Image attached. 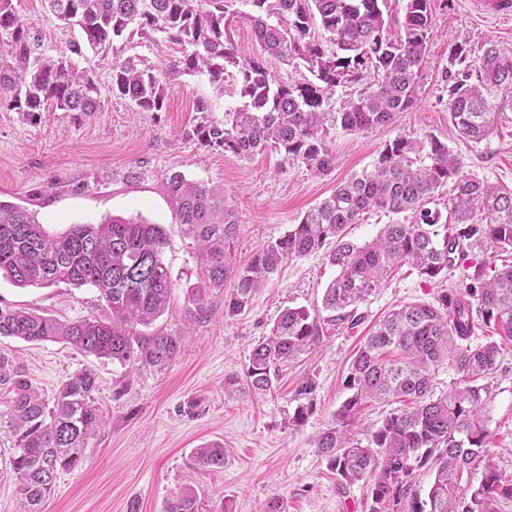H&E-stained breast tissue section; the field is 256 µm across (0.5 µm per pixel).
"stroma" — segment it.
<instances>
[{"mask_svg": "<svg viewBox=\"0 0 512 512\" xmlns=\"http://www.w3.org/2000/svg\"><path fill=\"white\" fill-rule=\"evenodd\" d=\"M14 4L42 32L52 54L68 51L70 42L81 40L80 30L57 21L44 0ZM432 8L433 36L416 104L384 126L359 133L333 131L335 165L329 174H314L271 152L241 158L183 139V129L200 119L196 100H208L211 119L219 121L243 104L233 92V80L218 86L207 74L191 73L171 83L162 112H133L129 103L105 89L97 112L57 111L34 124L1 99L0 199L36 212L51 234L112 215L164 225L173 310L157 325L174 330L181 325L185 292L197 282L200 262L165 192L168 172L223 185L241 219L235 251L241 266L298 223L337 183L371 169L384 144L399 135L421 143L437 138L462 159L466 174L511 189L512 112L498 113L493 132L482 142L461 140L448 117L445 72L467 70V63L448 59L460 43L476 56L488 42L512 51V15L476 10L472 0H432ZM132 169L138 171V181H127ZM413 220L409 211L372 209L347 227L346 238L361 245L385 225ZM335 275L320 251L284 261L236 313L224 311L228 291H214L206 321L194 326L183 350L161 370L99 360L62 343L1 337L0 349L45 398H52L63 381L82 369L97 376L104 420L88 442L84 462L59 474L45 512H164L167 500L186 485L196 488L200 512H260L272 499L280 512H368V484L341 481L320 456L316 440L334 423L348 396L345 377L373 325L398 306L431 303L443 291L462 289L463 271L456 268L428 280L415 268L402 266L357 306V324L324 322L317 347L281 363L270 394H252L245 380L253 347L285 308L323 314L324 290ZM0 306L62 320L105 313L93 288L63 283L19 288L2 278ZM308 379L314 383L308 397L312 408L297 425L292 418L300 404L298 390ZM487 382L493 399L486 453L501 482L510 485L512 343L504 344L498 368ZM208 441L223 443L222 469L194 468L193 449ZM16 452L8 428H1L0 512H21L19 482L11 466Z\"/></svg>", "mask_w": 512, "mask_h": 512, "instance_id": "stroma-1", "label": "stroma"}]
</instances>
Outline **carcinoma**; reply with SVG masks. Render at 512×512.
<instances>
[{
	"instance_id": "1",
	"label": "carcinoma",
	"mask_w": 512,
	"mask_h": 512,
	"mask_svg": "<svg viewBox=\"0 0 512 512\" xmlns=\"http://www.w3.org/2000/svg\"><path fill=\"white\" fill-rule=\"evenodd\" d=\"M59 21L80 29L82 45L111 57L107 82L112 97L130 102L133 112H161L177 76L205 72L224 84L235 77L243 107L222 121L207 120L182 132L211 149L247 158L267 149L283 154L317 175L335 164L331 131L348 132L385 125L417 102L419 76L433 31L430 0H406L399 32L389 33L380 0H244L249 11L226 10L222 0H46ZM249 22L258 51L243 53L233 40L239 20ZM321 29L333 49L314 36ZM187 48L163 70L140 57L122 55L134 37ZM272 60L301 61L313 80L281 81ZM471 73H447L448 116L460 136L479 143L492 132L495 108L487 96L512 85V52L485 47ZM371 69L377 79L369 91L339 112L330 109L338 84L356 81ZM0 96L29 122L56 110L84 115L101 108L97 78L75 70L67 57L51 55L40 31L19 15L14 0H0ZM419 145L404 136L385 144L374 169L339 183L288 232L237 267L233 251L240 218L224 187L189 180L174 171L164 187L177 223L200 258L202 276L187 289L182 309L188 324L202 322L210 297L234 282L224 308L247 304L289 258L336 246L328 262L336 276L325 289L323 307L345 319L389 278L410 264L431 280L457 266L460 248L512 250V191L463 173L462 160L437 139L429 141L430 164L415 168L410 154ZM454 181L451 199L457 229L448 232L440 213L427 207L435 192ZM412 211V224H388L361 246L345 240V230L370 210ZM163 225L140 218L112 216L99 224H74L50 235L28 208L0 200V278L17 287L65 283L91 287L107 314L61 323L17 308H0V337L27 342H64L98 359L122 365L166 367L181 351L187 332L151 330L172 305L173 282L164 255ZM464 289L442 292L434 304H409L381 320L357 351L345 379L352 394L342 403L336 425L325 430L317 448L347 484L366 482L368 512H491L490 502L512 495L484 454L490 433L492 394L482 380L498 367L499 345H473L477 320L502 324L512 340V263L486 278L484 266L465 274ZM320 317L304 308H287L268 336L252 350L246 385L256 394L273 388L276 366L316 346ZM397 349L402 357L386 359ZM457 374L447 394L434 396L433 372L439 365ZM0 385L11 387L9 423L19 454L12 468L19 481L22 512H44L59 474L83 462L87 443L101 421L95 401L97 378L85 369L65 380L46 403L9 356L0 352ZM413 406L389 413L361 440L352 431L361 407L391 399ZM224 444L208 442L193 450L198 469L224 467ZM483 468L478 487L465 494L462 482ZM434 472L427 500L408 497L413 473ZM198 492L188 486L166 502L165 512H199Z\"/></svg>"
}]
</instances>
